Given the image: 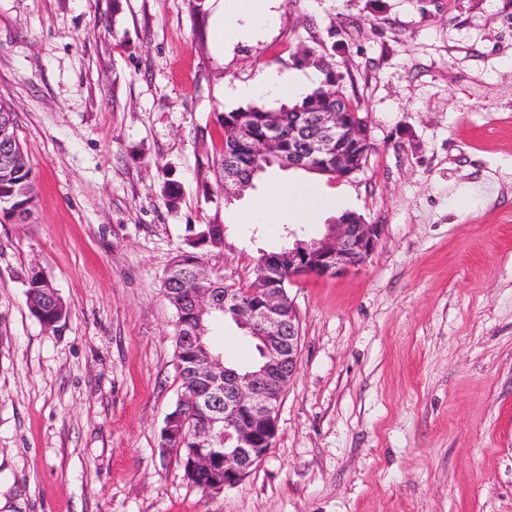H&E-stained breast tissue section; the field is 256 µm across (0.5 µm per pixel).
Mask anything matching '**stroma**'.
<instances>
[{
	"label": "stroma",
	"instance_id": "stroma-1",
	"mask_svg": "<svg viewBox=\"0 0 512 512\" xmlns=\"http://www.w3.org/2000/svg\"><path fill=\"white\" fill-rule=\"evenodd\" d=\"M222 0H0V103L36 182L0 216V512H512V0H280L217 44ZM332 62L373 150L329 180L383 233L294 279L300 365L269 454L205 495L158 450L179 393L164 273L193 228L227 286L319 223L241 224L216 179L226 85ZM181 190L166 205L167 183ZM66 300L45 330L31 269Z\"/></svg>",
	"mask_w": 512,
	"mask_h": 512
}]
</instances>
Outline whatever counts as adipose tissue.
Returning <instances> with one entry per match:
<instances>
[{
    "label": "adipose tissue",
    "instance_id": "1",
    "mask_svg": "<svg viewBox=\"0 0 512 512\" xmlns=\"http://www.w3.org/2000/svg\"><path fill=\"white\" fill-rule=\"evenodd\" d=\"M228 3V10L220 15L216 30L228 33L232 40L244 41L273 21L277 0H228ZM226 93L240 99L299 100L305 94V82L299 76L270 73L252 83L227 86ZM344 204V198L325 197L315 186L278 182L253 203L242 221L246 224H311L319 211L337 209Z\"/></svg>",
    "mask_w": 512,
    "mask_h": 512
}]
</instances>
